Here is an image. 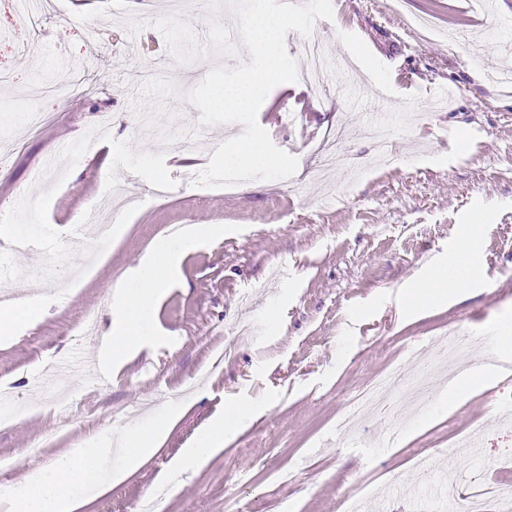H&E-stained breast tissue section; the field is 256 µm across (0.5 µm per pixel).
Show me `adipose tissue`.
<instances>
[{
  "label": "adipose tissue",
  "instance_id": "adipose-tissue-1",
  "mask_svg": "<svg viewBox=\"0 0 512 512\" xmlns=\"http://www.w3.org/2000/svg\"><path fill=\"white\" fill-rule=\"evenodd\" d=\"M208 225L187 228L174 243L157 247L139 261L134 278L112 298V306L123 318L120 330L110 332L99 353L102 368L111 369L131 351L148 343L156 326L154 306L162 290L175 277L182 257L206 235L213 234ZM476 241L468 233L464 246L433 268L428 276L410 289L407 305L416 308L442 301L449 288H465L484 276L471 259ZM249 408L232 405L215 419L194 443L183 449L181 461L169 483L172 491L184 486L183 474L198 469L220 452L227 438L234 436L249 416ZM171 424L170 418H157L145 427L129 430L121 465L112 463V436L104 432L90 438L87 445L54 460L27 470L7 500L8 512H78L83 501L82 488L95 486L107 491L125 481L157 450Z\"/></svg>",
  "mask_w": 512,
  "mask_h": 512
}]
</instances>
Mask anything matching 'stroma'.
<instances>
[{"label":"stroma","mask_w":512,"mask_h":512,"mask_svg":"<svg viewBox=\"0 0 512 512\" xmlns=\"http://www.w3.org/2000/svg\"><path fill=\"white\" fill-rule=\"evenodd\" d=\"M499 20L484 24L469 0H337L333 20H317L324 55L323 96L309 112L287 116L288 93L309 98L299 81L274 87L257 120L278 148L296 156L290 178L253 180L232 189L199 188L193 180L212 145L244 127L199 124L183 96L171 99L179 124L201 133L209 147L181 138L170 145L139 135L131 98L152 77L182 91L199 84L223 60L189 63L166 50L153 23L167 14L206 34L200 0H157L151 10L131 0H67L65 17H48L42 31L16 25V0H0V204L30 188L48 189L47 158L89 128L103 127L53 196L48 218L66 232L105 194L111 141L165 152L176 186L163 200L135 178L145 196L138 211L81 278L55 279L67 302L51 303L40 320L0 343V386L26 412L0 426V482L18 484L26 470L77 448L90 434L121 441L149 417L174 414L158 451L107 493L85 489L82 512H346L360 488L365 512H444L434 479L417 468L421 454L445 456L449 443L478 435L480 445L448 458L468 483L491 484L493 469L512 466V378L498 373L458 409L437 406L413 419H375L356 441H337V417L371 381L408 364L413 353L454 327L470 336V366L488 355L485 342L501 323L512 324V83L488 78L512 69V0H496ZM145 24L130 37L127 24ZM85 73L71 98L45 99L55 120L17 146L25 121V89ZM369 124L387 130L389 166L378 167L375 145L362 137ZM343 128L334 145L340 161L321 165L325 134ZM479 217L475 256L490 284H473L447 301L410 311L407 291L439 259L465 241ZM171 224L213 225L181 261L177 283L155 309L157 336L102 385L67 372L69 413L35 399L47 365L72 352L97 353L111 326V294ZM95 312V326L83 319ZM236 355L217 373L209 368L225 344ZM251 407L234 438L184 488L164 492L182 448L226 406ZM403 439L376 448L381 431ZM39 454H29L34 442Z\"/></svg>","instance_id":"1"}]
</instances>
